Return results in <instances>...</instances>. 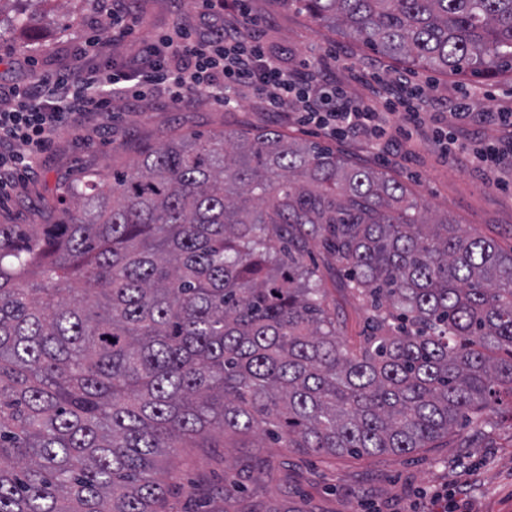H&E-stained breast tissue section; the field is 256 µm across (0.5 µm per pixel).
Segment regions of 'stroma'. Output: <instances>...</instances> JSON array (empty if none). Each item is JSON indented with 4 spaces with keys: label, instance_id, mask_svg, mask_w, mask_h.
Instances as JSON below:
<instances>
[{
    "label": "stroma",
    "instance_id": "stroma-1",
    "mask_svg": "<svg viewBox=\"0 0 512 512\" xmlns=\"http://www.w3.org/2000/svg\"><path fill=\"white\" fill-rule=\"evenodd\" d=\"M105 0H76L59 10L46 7L37 35L26 38L11 13L0 14V79L25 83L70 64L79 43L88 37L108 38L111 31ZM264 20L268 48L284 55L289 66L304 60H327L337 83L357 96L385 92V80L406 75L424 89L422 134L409 137L401 115L390 118L391 141L380 148L363 140H335L312 126L289 122L287 113L263 111L248 89H239L237 105L224 109L214 100L196 97L180 108L153 97L136 107L114 102L104 119H88L58 130L42 155L39 175L0 201V224H54L58 211H46L63 187L80 184L92 170L120 169L130 164L140 146L158 145L178 132H227L267 127L331 147L350 161L379 165L406 184L431 212L451 215L464 231L512 248V167L490 173L467 159H444L431 138L437 126L455 127L462 146L474 142L508 143L512 130L485 121L484 113L512 109V75L488 82L476 77L446 76L377 53L332 28L313 23L281 0H251ZM136 32L115 41L113 61L139 66L141 43L168 30L174 19L191 28L204 19L196 0H137ZM477 88L473 117L460 122L450 102L460 92ZM327 301L335 309L344 335L355 340L363 325L361 303L342 288L343 276L319 251H312ZM158 477L169 488L166 512H196L195 492L209 494V512H428L424 490L450 491V512H512V414L494 415L489 427L463 426L435 447L379 457L302 454L274 445L265 448H179L170 453ZM241 492L221 496L225 478Z\"/></svg>",
    "mask_w": 512,
    "mask_h": 512
}]
</instances>
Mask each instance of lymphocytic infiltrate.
Instances as JSON below:
<instances>
[{"mask_svg":"<svg viewBox=\"0 0 512 512\" xmlns=\"http://www.w3.org/2000/svg\"><path fill=\"white\" fill-rule=\"evenodd\" d=\"M200 0L213 20L203 30L175 25L169 33L144 43L143 69L89 68L46 73L19 85L0 86V193L20 186L37 172L38 160L64 124L110 114L115 98L145 99L158 88L180 107L203 95L232 106L239 88H251L266 111L285 112L302 125H315L325 135L345 139L360 135L379 145L390 115L405 114L417 124L422 95L405 81L381 101L353 98L329 80L326 66L313 62L291 69L264 46L260 21L249 0Z\"/></svg>","mask_w":512,"mask_h":512,"instance_id":"1","label":"lymphocytic infiltrate"}]
</instances>
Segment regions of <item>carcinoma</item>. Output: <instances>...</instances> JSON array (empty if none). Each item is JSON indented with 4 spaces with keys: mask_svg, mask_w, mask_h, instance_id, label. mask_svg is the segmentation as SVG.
<instances>
[{
    "mask_svg": "<svg viewBox=\"0 0 512 512\" xmlns=\"http://www.w3.org/2000/svg\"><path fill=\"white\" fill-rule=\"evenodd\" d=\"M454 76L512 74V0H283ZM0 224V512H160L176 448L406 454L512 412V251L276 130L183 133ZM318 242L366 307L342 336Z\"/></svg>",
    "mask_w": 512,
    "mask_h": 512,
    "instance_id": "1",
    "label": "carcinoma"
}]
</instances>
